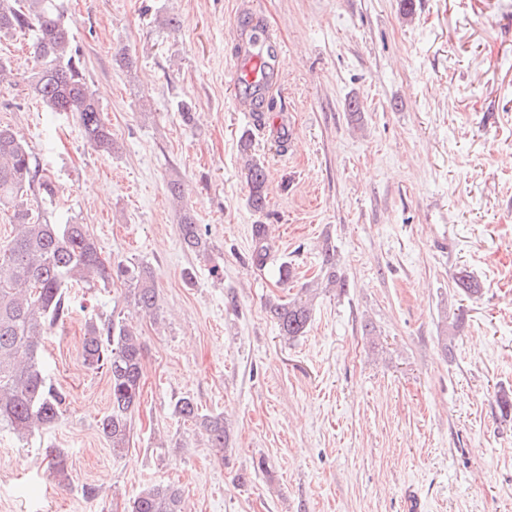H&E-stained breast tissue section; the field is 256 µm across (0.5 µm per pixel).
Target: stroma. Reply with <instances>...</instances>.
<instances>
[{
  "label": "stroma",
  "mask_w": 512,
  "mask_h": 512,
  "mask_svg": "<svg viewBox=\"0 0 512 512\" xmlns=\"http://www.w3.org/2000/svg\"><path fill=\"white\" fill-rule=\"evenodd\" d=\"M62 4L116 151L19 85L0 90V125L57 187L33 209L87 224L108 264L151 267L159 309L135 314L118 280L70 288L71 317L41 349L66 412L27 440L0 426V512H125L151 483L181 486L185 512H512V417L498 406L512 392V0H413L409 16L402 0ZM258 26L277 71L260 128L234 75ZM124 49L131 65L115 60ZM245 132L266 168L261 214ZM184 207L210 256L181 248ZM255 224L273 245L261 270ZM327 240L348 286L319 290L306 334L285 340L266 304L320 279ZM462 269L479 297L456 288ZM115 312L143 345L119 456L99 432L108 378L81 358L86 321ZM184 396L223 417L226 456L174 415ZM244 178L248 187V207L255 213L264 212L268 204L264 161L252 158L245 168ZM252 250L250 260L253 266L265 268L270 259L272 243L268 233V225L255 224L251 229Z\"/></svg>",
  "instance_id": "35a3bbf8"
}]
</instances>
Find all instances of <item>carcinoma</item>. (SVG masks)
Returning <instances> with one entry per match:
<instances>
[{"label":"carcinoma","mask_w":512,"mask_h":512,"mask_svg":"<svg viewBox=\"0 0 512 512\" xmlns=\"http://www.w3.org/2000/svg\"><path fill=\"white\" fill-rule=\"evenodd\" d=\"M26 30L34 34V41L32 66L22 81L48 111L74 115L91 146L114 152L112 132L73 51L59 0H0V37ZM244 178L248 207L264 212L268 204L264 162L251 159ZM54 194L52 182L33 165L26 142L11 128L0 126V208L12 211L13 223L12 238L0 247V422L22 438L41 433L64 415L66 394L51 383L38 351L44 336L69 317L67 288L72 283L107 284L116 276L124 281L127 300L140 314L154 317L158 311L155 279L148 266L114 269L101 258L87 225L75 219L55 224L30 207V197ZM179 231L186 251L209 255L207 233L191 214H183ZM251 240L252 265L266 267L272 251L268 225H252ZM323 266L329 285L346 287L329 242L323 248ZM455 286L469 297L481 292L465 269L457 272ZM267 310L280 336L291 340L306 333L312 302L308 297L270 301ZM142 351L137 330L121 317L86 322L81 356L87 369L105 371L110 381L111 406L99 429L114 455L128 447L132 413L141 397ZM174 413L204 430L210 447L226 453L229 433L223 419L200 414L190 397L178 399ZM49 470L60 481L68 479L62 452L51 451ZM127 512H183V491L175 485L146 486L130 500Z\"/></svg>","instance_id":"carcinoma-1"}]
</instances>
